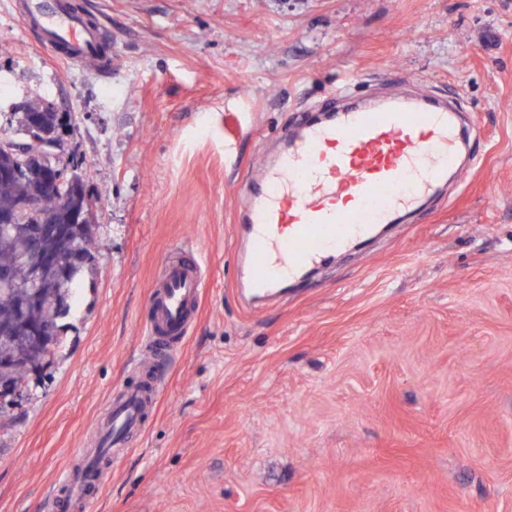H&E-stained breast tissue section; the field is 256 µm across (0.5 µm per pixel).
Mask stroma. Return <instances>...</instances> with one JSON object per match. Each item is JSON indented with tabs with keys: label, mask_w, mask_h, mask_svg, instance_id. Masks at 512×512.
Segmentation results:
<instances>
[{
	"label": "stroma",
	"mask_w": 512,
	"mask_h": 512,
	"mask_svg": "<svg viewBox=\"0 0 512 512\" xmlns=\"http://www.w3.org/2000/svg\"><path fill=\"white\" fill-rule=\"evenodd\" d=\"M112 75L49 57L0 0V133L32 96L70 113L93 198V272L64 345L0 420V512H51L111 395L157 407L94 512H512V0H78ZM457 99L473 160L254 300L244 187L341 85ZM183 248L206 285L145 370L141 319Z\"/></svg>",
	"instance_id": "35a3bbf8"
}]
</instances>
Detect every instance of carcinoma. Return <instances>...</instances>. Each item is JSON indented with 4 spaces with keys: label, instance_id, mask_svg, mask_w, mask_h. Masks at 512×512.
<instances>
[{
    "label": "carcinoma",
    "instance_id": "cac0c4a2",
    "mask_svg": "<svg viewBox=\"0 0 512 512\" xmlns=\"http://www.w3.org/2000/svg\"><path fill=\"white\" fill-rule=\"evenodd\" d=\"M56 118L42 105H30L19 113L17 135L21 140L43 139L56 134ZM43 175L33 168H17V172L0 177V218L9 220L0 229V271L11 276L10 287H0V328H9L15 337L0 345V385L19 387L32 374H39L59 348V321L70 308L69 300L77 293L78 274L86 264L75 260L69 272L61 277L50 273L44 281L42 295L24 288L28 269L22 257L29 251V227L39 216L21 208L29 196L41 193ZM96 224L91 218L71 225L70 250L76 255L95 256L93 252ZM53 329L57 335L36 343L30 336L37 329Z\"/></svg>",
    "mask_w": 512,
    "mask_h": 512
}]
</instances>
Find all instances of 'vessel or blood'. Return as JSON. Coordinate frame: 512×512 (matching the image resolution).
Here are the masks:
<instances>
[{"instance_id": "1", "label": "vessel or blood", "mask_w": 512, "mask_h": 512, "mask_svg": "<svg viewBox=\"0 0 512 512\" xmlns=\"http://www.w3.org/2000/svg\"><path fill=\"white\" fill-rule=\"evenodd\" d=\"M15 7L37 44L58 59L73 65L96 59L101 75L111 74L112 46L103 24L72 0H16ZM349 98L337 88L325 118L303 122L283 149L256 164L242 208L255 295L366 238L374 225L395 223L457 170L464 133L447 105L396 98L353 106ZM203 288L197 262L167 260L143 324L150 355L169 351V335H186L190 307ZM156 401L153 384L111 398L79 464L57 476L52 512H63L73 499L91 512L93 491L104 489L112 475L111 459L144 433L145 414Z\"/></svg>"}]
</instances>
